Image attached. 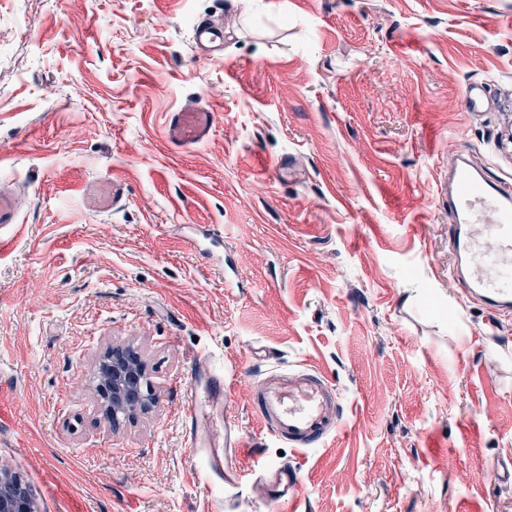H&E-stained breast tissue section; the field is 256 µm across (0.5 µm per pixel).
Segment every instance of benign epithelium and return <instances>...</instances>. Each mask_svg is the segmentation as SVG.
<instances>
[{
    "mask_svg": "<svg viewBox=\"0 0 512 512\" xmlns=\"http://www.w3.org/2000/svg\"><path fill=\"white\" fill-rule=\"evenodd\" d=\"M145 374L142 356L132 345L112 346L99 356L97 377L104 395L102 413L112 424L149 409L153 403ZM0 512H36L30 489L6 467L0 468Z\"/></svg>",
    "mask_w": 512,
    "mask_h": 512,
    "instance_id": "1",
    "label": "benign epithelium"
}]
</instances>
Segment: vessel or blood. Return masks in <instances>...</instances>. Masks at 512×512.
<instances>
[{"label": "vessel or blood", "instance_id": "obj_1", "mask_svg": "<svg viewBox=\"0 0 512 512\" xmlns=\"http://www.w3.org/2000/svg\"><path fill=\"white\" fill-rule=\"evenodd\" d=\"M216 115L201 106L172 113L167 135L175 148H188L212 133ZM437 199L453 222L449 241L455 257L453 276L466 295L479 299L489 309L512 313V192L485 179L466 159H457L447 179L437 189ZM224 377L212 375L206 390L187 384L184 413L190 422L188 445L201 447L205 404L208 399L230 394ZM261 423L275 437L297 448H310L338 427L340 411L335 388L310 368L295 375L272 376L253 393ZM244 442L238 429L224 428V463H207L201 472L208 490H216L214 474L223 473L233 485L242 477L239 453ZM263 486L278 503L295 500L301 487L298 470L271 466L263 474Z\"/></svg>", "mask_w": 512, "mask_h": 512}]
</instances>
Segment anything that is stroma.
Returning <instances> with one entry per match:
<instances>
[{
    "mask_svg": "<svg viewBox=\"0 0 512 512\" xmlns=\"http://www.w3.org/2000/svg\"><path fill=\"white\" fill-rule=\"evenodd\" d=\"M189 104L217 123L178 150ZM459 155L512 189V0H0V466L38 512H225L185 438L204 356L236 373L234 512H275L272 464L292 512H512V315L452 279L436 199ZM128 342L154 402L114 427L95 366ZM303 366L342 423L300 450L251 392ZM216 115L201 106L173 112L167 126L169 142L177 149L205 141L212 133ZM262 478L268 497L273 495V499L279 505L287 500L288 504L292 503L298 497L301 487L298 470L285 466H271L266 468Z\"/></svg>",
    "mask_w": 512,
    "mask_h": 512,
    "instance_id": "stroma-1",
    "label": "stroma"
}]
</instances>
